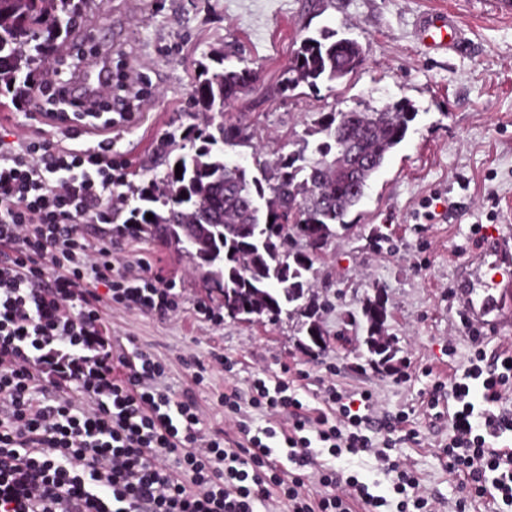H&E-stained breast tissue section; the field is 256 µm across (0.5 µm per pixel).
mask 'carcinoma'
<instances>
[{
    "label": "carcinoma",
    "mask_w": 512,
    "mask_h": 512,
    "mask_svg": "<svg viewBox=\"0 0 512 512\" xmlns=\"http://www.w3.org/2000/svg\"><path fill=\"white\" fill-rule=\"evenodd\" d=\"M86 0H0V95L23 90L42 67L57 41L67 36ZM358 39L322 29L306 35L283 72L279 92L310 89L337 81L364 61ZM205 77L191 95L198 112H224L257 80L254 69L204 70ZM414 105L401 99L381 108L365 106L320 112L311 133H322L313 157L308 141L269 161L259 145L238 124L210 122L196 131L200 145L181 154L160 179L136 189L139 205L126 222L139 232L195 246L194 270L232 318L263 315L304 316L305 348L322 351L325 340L316 320L315 304L298 306L311 288L309 273L328 242L346 230L345 218L365 197L368 183L392 151L401 144ZM229 146L252 148L258 174L224 160ZM183 168L176 177V164ZM187 197H181V193ZM153 219H146V214ZM362 315L370 327L366 341L369 363L386 366L397 350L379 332L389 316L387 301L367 300Z\"/></svg>",
    "instance_id": "carcinoma-1"
}]
</instances>
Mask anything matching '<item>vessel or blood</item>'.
<instances>
[{
    "label": "vessel or blood",
    "mask_w": 512,
    "mask_h": 512,
    "mask_svg": "<svg viewBox=\"0 0 512 512\" xmlns=\"http://www.w3.org/2000/svg\"><path fill=\"white\" fill-rule=\"evenodd\" d=\"M455 16L436 10L419 22L418 38L426 51H440L458 40ZM112 85L107 60H98L83 75L77 92L87 102H99ZM453 296L462 312L479 329L496 333L512 323V247L503 236H484L453 278Z\"/></svg>",
    "instance_id": "b4317fda"
}]
</instances>
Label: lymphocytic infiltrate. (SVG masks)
Segmentation results:
<instances>
[{
    "label": "lymphocytic infiltrate",
    "instance_id": "1",
    "mask_svg": "<svg viewBox=\"0 0 512 512\" xmlns=\"http://www.w3.org/2000/svg\"><path fill=\"white\" fill-rule=\"evenodd\" d=\"M88 56L71 57L68 73L47 66L15 100L21 111L52 118L71 113L72 138L96 144L74 147L31 136L0 139V512H257L271 501L287 512H377L386 496L357 477L340 478L321 463L372 452L399 495V512H432L419 494L417 475L391 459L394 435L407 421L399 413L370 435L371 391L354 394L326 385L323 408H310L287 382L254 381L248 393L225 388L219 400L238 432L205 437L192 397L175 399L161 383L165 365L137 348L113 353L102 339L106 310L166 317L179 310L175 281L151 266L123 261L112 238L89 240L80 224H108L123 203L129 163L112 154L108 123L70 87ZM462 374L448 379L454 403L445 453L450 475L469 495L492 496L512 507V455L494 453L495 440L512 432V354L489 362L485 335ZM75 390V398L42 404V394ZM251 408L266 409L268 424L253 432ZM285 449L289 469L273 462ZM326 487L310 496L308 480Z\"/></svg>",
    "mask_w": 512,
    "mask_h": 512
}]
</instances>
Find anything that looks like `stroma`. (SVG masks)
Returning a JSON list of instances; mask_svg holds the SVG:
<instances>
[{
	"mask_svg": "<svg viewBox=\"0 0 512 512\" xmlns=\"http://www.w3.org/2000/svg\"><path fill=\"white\" fill-rule=\"evenodd\" d=\"M439 9L457 16L461 43L429 53L417 40V24ZM79 24L90 35L111 26L113 62L151 81L139 121L111 134L113 152L129 160L138 186L163 176L167 152H191L184 132L211 120L188 102L200 66L216 54L225 67L260 73L223 119L253 133L267 158L296 150L319 113L403 98L414 104L405 140L349 214L350 230L339 232L313 265L324 351H306L295 320L284 316L258 324L207 321L198 307L219 302L191 259L144 235L123 239L122 255L175 280L179 312L162 319L109 311L104 337L165 363L172 393L191 391L199 404L203 435L231 430L219 394L228 387L248 392L258 377L296 381L299 398L316 408L327 381L372 390L376 417L406 412L418 434L417 441H398L391 457L411 465L438 512H448L458 497L439 455L448 421L428 418L425 402L437 382L447 381L449 365H463L472 351L448 291L455 266L474 249V227L512 229V0H106ZM322 27L357 38L363 64L318 89L280 94L301 37ZM425 201L429 220L420 216ZM378 292L388 302L385 335L398 349L389 368L368 363L359 316L363 300ZM215 352L233 360L232 371L213 367Z\"/></svg>",
	"mask_w": 512,
	"mask_h": 512,
	"instance_id": "stroma-1",
	"label": "stroma"
}]
</instances>
